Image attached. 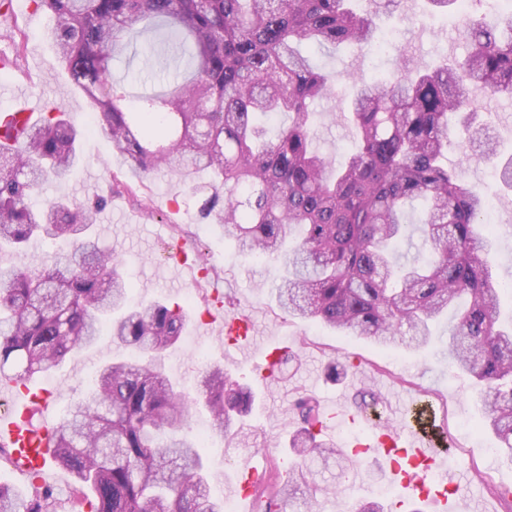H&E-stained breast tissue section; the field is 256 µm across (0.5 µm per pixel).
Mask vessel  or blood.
I'll use <instances>...</instances> for the list:
<instances>
[{
  "label": "vessel or blood",
  "mask_w": 512,
  "mask_h": 512,
  "mask_svg": "<svg viewBox=\"0 0 512 512\" xmlns=\"http://www.w3.org/2000/svg\"><path fill=\"white\" fill-rule=\"evenodd\" d=\"M18 101L13 111L0 114V133L15 135L28 125L36 123L40 115L29 103L26 87L11 85L6 89ZM199 320L204 324L223 322L229 344L238 350L256 345L255 327L250 317H225L220 296H213L209 309L203 310ZM262 362L256 367L261 382H272L278 377V361L284 348L280 345L259 347ZM15 396L9 411L0 414V443L10 446L17 463L41 477L52 456L53 435L60 418L51 405L52 394L45 389H33L29 384L10 382ZM41 404V419L30 416L32 401ZM358 452L385 461L389 465V479L401 486L408 497L423 505L438 506L441 512H455L459 495L464 488L462 471L448 463L439 449L430 442L414 438L407 428H391L372 424L368 442L357 443ZM264 464L253 462L244 467L236 481L240 512H251L256 488L265 480Z\"/></svg>",
  "instance_id": "1"
}]
</instances>
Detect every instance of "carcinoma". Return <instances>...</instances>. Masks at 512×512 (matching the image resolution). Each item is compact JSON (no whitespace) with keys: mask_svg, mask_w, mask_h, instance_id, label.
<instances>
[{"mask_svg":"<svg viewBox=\"0 0 512 512\" xmlns=\"http://www.w3.org/2000/svg\"><path fill=\"white\" fill-rule=\"evenodd\" d=\"M31 2L51 14L56 52L113 150L141 173L164 171L187 184L208 174L200 216L216 219L243 253L283 259L277 299L285 312L380 349L399 338L418 350L432 342L433 324L465 300L449 330L448 358L480 386L479 427L512 463V321H502V285L483 235L491 232L486 200L448 167V151L462 145L494 156L467 90L512 99L511 12L466 14L469 51L460 62L354 78L348 123L356 148L337 166L314 144L310 124L333 77L306 48L376 44L372 17L357 13L353 0ZM148 20L177 36L161 78L172 88L127 112L112 60ZM80 136L49 108L19 146H0V248L21 250L34 238L76 245L24 267L0 266V376L53 372L109 326L112 343L129 354L102 367L57 431L53 464L73 478L71 512H224L185 429L203 406L214 429L227 433L249 412L250 390L216 364L201 373L195 397L176 389L164 356L189 317L164 300L131 301L120 260L93 237L105 198L32 203L49 177L74 167ZM415 202L424 205L419 230L432 251L425 260L399 251L413 245L406 208ZM294 408L296 459L286 468L274 463L257 491L260 512H288L306 493L312 512L318 472L302 460L333 457L344 474L361 461L315 433L323 415L311 397ZM0 512H56L54 492L35 487L24 498L0 483Z\"/></svg>","mask_w":512,"mask_h":512,"instance_id":"cac0c4a2","label":"carcinoma"}]
</instances>
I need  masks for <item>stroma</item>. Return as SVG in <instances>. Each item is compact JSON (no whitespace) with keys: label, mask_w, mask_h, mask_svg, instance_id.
I'll return each mask as SVG.
<instances>
[{"label":"stroma","mask_w":512,"mask_h":512,"mask_svg":"<svg viewBox=\"0 0 512 512\" xmlns=\"http://www.w3.org/2000/svg\"><path fill=\"white\" fill-rule=\"evenodd\" d=\"M361 12L371 13L379 35H390L393 50L363 51L346 47L336 54L319 57L318 62L336 78L335 93L314 107L317 145L334 162L343 161L354 141L341 110L353 94L352 77H386L395 66L434 65L462 55L467 44L458 18L448 22L431 18L426 0H397L385 7L376 0H357ZM52 25L49 12L15 9L0 16V55L13 57L15 34L27 37L25 55L18 66L0 69V83H19L28 88L39 107L53 106L67 113L85 133L80 142L81 160L65 177L46 182L35 196L37 202L69 197L80 202L103 195L107 206L97 216L95 233L99 246L116 256L132 288L131 299L139 303L157 298L182 305L190 315H198L208 303L212 290L224 293V307L231 314L255 319L259 341L276 340L288 346L279 378L270 386L256 382L252 363L225 346L218 329L187 325L182 340L166 356L169 375L186 393H193L202 370L196 360L205 349L208 362L220 363L225 372L247 384L254 403L241 428L227 434L203 427L211 423L207 411L196 413L189 433L202 437L200 452L215 477L242 469L260 451L268 458L286 461L293 453L289 442L300 426L292 409L297 396L309 394L320 404L336 400L345 413L355 410V395L347 394L351 382L372 387L395 398L415 393L426 414L421 427L446 448L448 457L464 471L467 496L486 500L493 512H512L496 494L512 487V467L500 463L493 434L478 432L479 391L474 378L458 371L442 353V343L413 351L397 344L378 349L367 342L338 336L312 320L289 316L272 294L281 281V262L255 259L242 254L235 243L225 239L215 221L201 219L198 208L206 189L191 190L161 172L136 175L128 161L113 151L110 140L87 128L92 109L86 96L74 87L59 62L48 37ZM482 120L487 121L502 155L512 154V99L485 100L476 95ZM449 165L461 169L464 177L491 203L489 221L495 258L494 274L505 287L504 309L512 311V191L502 188L490 160L474 155L469 148L450 151ZM132 182L137 198L117 190V181ZM184 251L194 267L208 266L207 280L183 273L173 275L170 264L176 251ZM115 353L109 334H101L89 348L75 351L60 368L36 377L37 385L51 389L56 411L65 414L70 403L93 383L99 368ZM340 365L337 379L327 375L330 364ZM326 477H339L343 491L339 497L317 492L315 512H350L363 501H396L400 490L378 493L383 479L372 464H364L365 485L353 491L348 477L338 474L335 462L325 466Z\"/></svg>","instance_id":"stroma-1"}]
</instances>
